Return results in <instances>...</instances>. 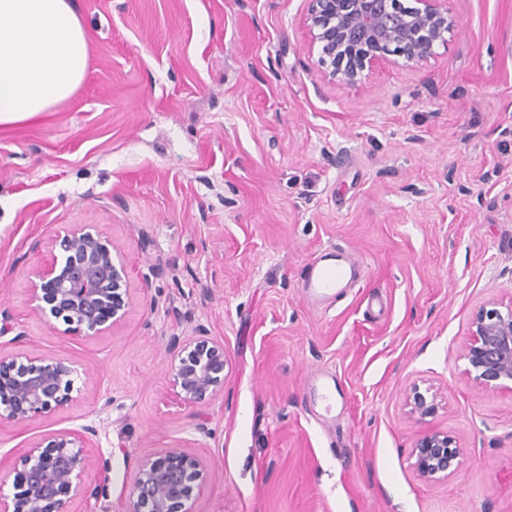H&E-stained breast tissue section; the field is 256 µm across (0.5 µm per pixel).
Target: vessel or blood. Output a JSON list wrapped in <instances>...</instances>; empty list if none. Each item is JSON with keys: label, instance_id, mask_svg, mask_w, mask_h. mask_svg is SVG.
<instances>
[{"label": "vessel or blood", "instance_id": "vessel-or-blood-1", "mask_svg": "<svg viewBox=\"0 0 512 512\" xmlns=\"http://www.w3.org/2000/svg\"><path fill=\"white\" fill-rule=\"evenodd\" d=\"M359 281L357 268L344 250L331 248L322 260L307 264L300 274V288L312 303L333 298Z\"/></svg>", "mask_w": 512, "mask_h": 512}]
</instances>
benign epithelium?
I'll return each instance as SVG.
<instances>
[{"instance_id": "benign-epithelium-1", "label": "benign epithelium", "mask_w": 512, "mask_h": 512, "mask_svg": "<svg viewBox=\"0 0 512 512\" xmlns=\"http://www.w3.org/2000/svg\"><path fill=\"white\" fill-rule=\"evenodd\" d=\"M419 2L420 8L399 11L397 0H310L307 24L322 54L331 59V76L355 85L365 68L389 52L407 63L429 58L435 43L453 34L458 22L441 0ZM55 247L50 259L29 274L32 310L62 320L66 334L93 337L119 325L127 315L129 276L112 242L90 224H74L56 237ZM168 352L173 383L184 401L205 405L224 391V345L207 336L204 327L190 340L170 337ZM463 356L477 385L512 384V303L502 311L493 302L474 314ZM77 375L60 358L0 355V419L29 421L80 399ZM406 403L419 422L437 408L436 397L417 387ZM95 436L96 429L85 426L30 446L14 492L0 491V512H69L71 500L98 497L106 469L87 451ZM460 452L455 438L438 430L425 431L412 448L415 468L427 481L454 472ZM93 470L99 477L86 481ZM205 480V466L195 453L162 450L141 464L125 512H192L187 503Z\"/></svg>"}]
</instances>
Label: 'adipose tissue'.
I'll return each mask as SVG.
<instances>
[{
	"label": "adipose tissue",
	"instance_id": "obj_1",
	"mask_svg": "<svg viewBox=\"0 0 512 512\" xmlns=\"http://www.w3.org/2000/svg\"><path fill=\"white\" fill-rule=\"evenodd\" d=\"M87 64V38L74 0H0V127L71 97Z\"/></svg>",
	"mask_w": 512,
	"mask_h": 512
}]
</instances>
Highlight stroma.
Listing matches in <instances>:
<instances>
[{"mask_svg": "<svg viewBox=\"0 0 512 512\" xmlns=\"http://www.w3.org/2000/svg\"><path fill=\"white\" fill-rule=\"evenodd\" d=\"M309 0H77L89 46L68 100L0 127V352L91 377L68 408L0 424V489L25 451L94 427L99 500L124 512L142 463L187 447L207 465L192 512H512V391L482 389L470 322L512 302V0H446L459 28L426 61L384 55L331 78ZM93 224L128 265L112 331L64 334L28 303L58 232ZM340 246L361 280L328 307L303 266ZM223 344L224 390L185 403L169 337ZM336 374L335 410L314 371ZM436 394L427 422L412 388ZM461 446L420 478L424 429ZM406 403L409 407L410 415L419 422L425 421L437 408L436 397L433 394L428 397L417 387L411 389L407 394Z\"/></svg>", "mask_w": 512, "mask_h": 512, "instance_id": "1", "label": "stroma"}]
</instances>
